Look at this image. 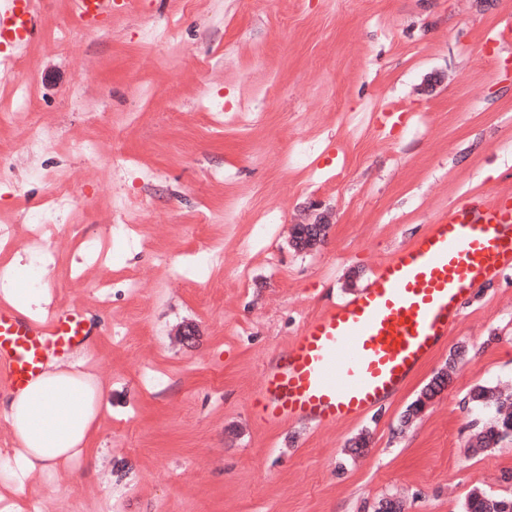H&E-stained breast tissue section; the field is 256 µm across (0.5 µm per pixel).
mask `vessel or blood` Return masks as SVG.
Instances as JSON below:
<instances>
[{"instance_id":"vessel-or-blood-1","label":"vessel or blood","mask_w":512,"mask_h":512,"mask_svg":"<svg viewBox=\"0 0 512 512\" xmlns=\"http://www.w3.org/2000/svg\"><path fill=\"white\" fill-rule=\"evenodd\" d=\"M68 7L74 23L95 32L111 18L113 0H69ZM6 8L0 47L40 35L33 0H7ZM511 269L512 199L455 206L353 297L305 323L265 369L251 401L255 415L271 425L307 419L318 426L361 417L394 397L447 341L465 297ZM90 334L81 312L59 311L40 323L1 306L0 389L26 388L49 358Z\"/></svg>"}]
</instances>
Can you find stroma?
Listing matches in <instances>:
<instances>
[{
	"label": "stroma",
	"mask_w": 512,
	"mask_h": 512,
	"mask_svg": "<svg viewBox=\"0 0 512 512\" xmlns=\"http://www.w3.org/2000/svg\"><path fill=\"white\" fill-rule=\"evenodd\" d=\"M36 8L41 37L0 50V260L38 264L52 310L87 315L111 409L73 476L0 512H464L473 490L512 496V439L481 447L491 412L470 400L512 398L511 270L369 414L271 427L251 409L307 320L467 197H512V41L485 44L512 0H134L98 32L71 30L65 0ZM61 189L82 244L60 232L42 265L26 218ZM297 224L327 225L325 242L295 249ZM109 238L113 261L88 260Z\"/></svg>",
	"instance_id": "obj_1"
}]
</instances>
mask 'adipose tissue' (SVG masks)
Wrapping results in <instances>:
<instances>
[{"mask_svg":"<svg viewBox=\"0 0 512 512\" xmlns=\"http://www.w3.org/2000/svg\"><path fill=\"white\" fill-rule=\"evenodd\" d=\"M0 285V299L25 317L45 311L47 289L27 287L29 268ZM108 388L85 368L83 357L55 358L26 389L12 393L0 405L12 435L8 471L0 488L15 493L44 475H68L84 456L94 426L108 407Z\"/></svg>","mask_w":512,"mask_h":512,"instance_id":"obj_1","label":"adipose tissue"}]
</instances>
